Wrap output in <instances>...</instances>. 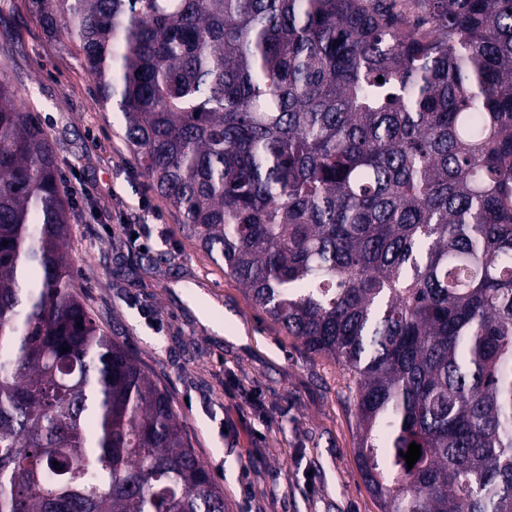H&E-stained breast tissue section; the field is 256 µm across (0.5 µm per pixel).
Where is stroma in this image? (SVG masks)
<instances>
[{
  "label": "stroma",
  "mask_w": 512,
  "mask_h": 512,
  "mask_svg": "<svg viewBox=\"0 0 512 512\" xmlns=\"http://www.w3.org/2000/svg\"><path fill=\"white\" fill-rule=\"evenodd\" d=\"M0 67L72 188L68 252L93 318L168 391L228 512H381L357 460L349 375L257 309L181 231L102 107L78 41L0 0ZM245 326L248 343L215 332Z\"/></svg>",
  "instance_id": "1"
}]
</instances>
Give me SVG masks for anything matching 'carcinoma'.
Returning a JSON list of instances; mask_svg holds the SVG:
<instances>
[{"mask_svg":"<svg viewBox=\"0 0 512 512\" xmlns=\"http://www.w3.org/2000/svg\"><path fill=\"white\" fill-rule=\"evenodd\" d=\"M29 2L187 236L346 367L381 512H512V0ZM70 214L0 71V512H228Z\"/></svg>","mask_w":512,"mask_h":512,"instance_id":"obj_1","label":"carcinoma"}]
</instances>
